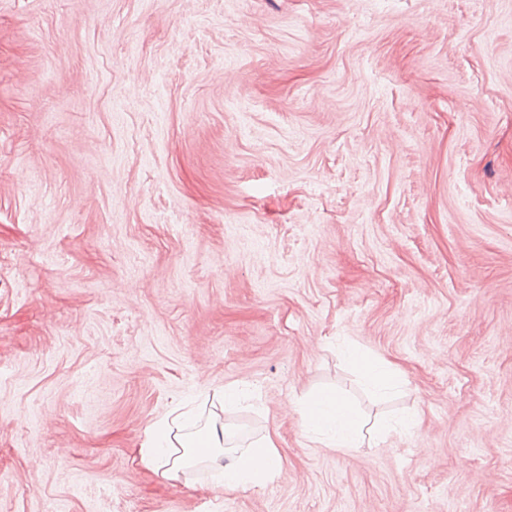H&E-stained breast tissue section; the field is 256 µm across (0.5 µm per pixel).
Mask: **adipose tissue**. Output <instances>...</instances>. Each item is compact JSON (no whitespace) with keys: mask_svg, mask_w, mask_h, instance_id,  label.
<instances>
[{"mask_svg":"<svg viewBox=\"0 0 512 512\" xmlns=\"http://www.w3.org/2000/svg\"><path fill=\"white\" fill-rule=\"evenodd\" d=\"M304 433L317 448L340 451L356 447L359 419L353 408L336 392L327 391L301 403ZM227 429L213 422L198 434L173 431L169 420L155 423L150 439L140 450L142 464L160 478L180 480L184 470L196 463L198 455L218 464L227 489L258 488L280 473V455L272 435H264L248 448L224 445Z\"/></svg>","mask_w":512,"mask_h":512,"instance_id":"obj_1","label":"adipose tissue"}]
</instances>
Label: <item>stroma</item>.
I'll list each match as a JSON object with an SVG mask.
<instances>
[{"instance_id": "1", "label": "stroma", "mask_w": 512, "mask_h": 512, "mask_svg": "<svg viewBox=\"0 0 512 512\" xmlns=\"http://www.w3.org/2000/svg\"><path fill=\"white\" fill-rule=\"evenodd\" d=\"M0 512H512V0H0ZM349 358L353 363L361 367L365 376L370 381L386 388L393 385L396 372L389 366L385 368L360 352L356 354L351 353ZM299 415L311 447L332 452L357 447L358 416L336 392H322L301 403ZM170 423L168 417L156 422L150 439L140 449L142 464L164 480H180L184 470L198 462L200 453L221 470L224 482L215 485L220 490L263 487L281 472L278 447L271 434L240 450L223 448L227 433L224 423L212 422L196 433H182L183 428L172 433Z\"/></svg>"}]
</instances>
